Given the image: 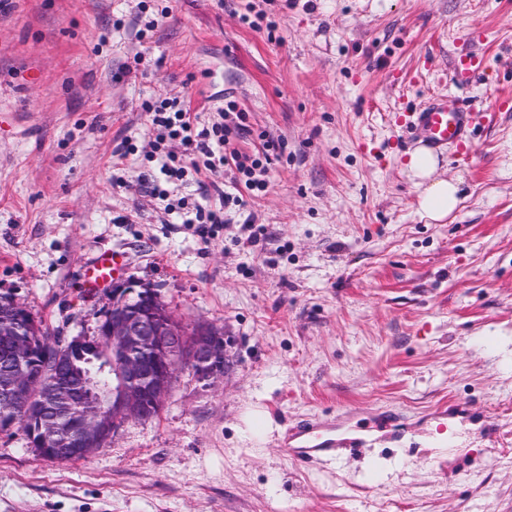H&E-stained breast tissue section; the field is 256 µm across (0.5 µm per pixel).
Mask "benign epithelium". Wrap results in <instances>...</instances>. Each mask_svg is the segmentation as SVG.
<instances>
[{
    "mask_svg": "<svg viewBox=\"0 0 512 512\" xmlns=\"http://www.w3.org/2000/svg\"><path fill=\"white\" fill-rule=\"evenodd\" d=\"M151 289L134 282L114 290L99 336L111 349L112 391L96 392L71 360L57 355L47 374L37 379L26 366L30 344L25 339L27 309L15 300L18 316L0 318V344L8 362L0 372V401L38 420L37 452L45 460H79L104 447L128 420H147L170 397L178 371L215 384L230 368V344L215 324L188 325Z\"/></svg>",
    "mask_w": 512,
    "mask_h": 512,
    "instance_id": "7a95c632",
    "label": "benign epithelium"
}]
</instances>
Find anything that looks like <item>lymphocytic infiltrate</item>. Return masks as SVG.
I'll return each instance as SVG.
<instances>
[{"instance_id":"1","label":"lymphocytic infiltrate","mask_w":512,"mask_h":512,"mask_svg":"<svg viewBox=\"0 0 512 512\" xmlns=\"http://www.w3.org/2000/svg\"><path fill=\"white\" fill-rule=\"evenodd\" d=\"M142 108L149 113L151 123L158 131L148 159L157 163L159 170L155 173L148 170L140 172L133 184L144 193L166 201L168 214L179 211L178 206L168 201L172 186L191 172L204 177L206 194L219 202L215 209L196 206L193 221L197 224L223 223L224 210L231 206L238 214H245L247 199L227 193L225 179L244 185L254 195L266 190L265 175L280 145L267 140L261 151H240L238 141L251 134L245 120L231 123L217 120L206 126L200 125L184 100L177 97L149 101L143 103ZM134 152L133 143L127 139L113 150V185L125 189L133 185L125 177L124 161Z\"/></svg>"}]
</instances>
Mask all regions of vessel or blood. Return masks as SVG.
<instances>
[{
    "label": "vessel or blood",
    "instance_id": "b4317fda",
    "mask_svg": "<svg viewBox=\"0 0 512 512\" xmlns=\"http://www.w3.org/2000/svg\"><path fill=\"white\" fill-rule=\"evenodd\" d=\"M484 57L469 53L453 62V80L468 83L483 67ZM413 122L414 135L419 143L433 149H469L468 132L472 114L452 94L430 98L416 110ZM121 263L117 256L102 254L89 263L84 271V283L88 290L109 287L118 274ZM335 429L320 418L305 416L286 423L278 437V446L292 465L300 469L312 467L322 456L334 454L343 447L356 451L355 440L336 439Z\"/></svg>",
    "mask_w": 512,
    "mask_h": 512
}]
</instances>
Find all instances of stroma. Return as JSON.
Here are the masks:
<instances>
[{"mask_svg": "<svg viewBox=\"0 0 512 512\" xmlns=\"http://www.w3.org/2000/svg\"><path fill=\"white\" fill-rule=\"evenodd\" d=\"M258 13L274 38L241 20ZM474 49L487 65L456 88ZM183 90L203 124L236 102L255 132L239 149L282 143L256 246L239 215L205 239L112 185L122 138L132 182L152 147L143 102ZM455 90L473 147L440 152L462 202L430 224L402 119ZM106 252L221 328L232 367L211 386L179 372L156 417L84 459L0 431V512H512V0H0V295L51 336H95L112 291L80 270ZM443 404L469 409L444 452ZM385 413L402 438L376 431ZM304 414L366 425L364 456L295 468L273 441ZM368 455L395 460L391 481Z\"/></svg>", "mask_w": 512, "mask_h": 512, "instance_id": "obj_1", "label": "stroma"}]
</instances>
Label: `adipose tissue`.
I'll list each match as a JSON object with an SVG mask.
<instances>
[{
	"label": "adipose tissue",
	"mask_w": 512,
	"mask_h": 512,
	"mask_svg": "<svg viewBox=\"0 0 512 512\" xmlns=\"http://www.w3.org/2000/svg\"><path fill=\"white\" fill-rule=\"evenodd\" d=\"M404 170L417 190L422 218L442 222L457 211L461 203L460 186L440 173L438 157L432 151L417 148L410 153Z\"/></svg>",
	"instance_id": "1"
}]
</instances>
